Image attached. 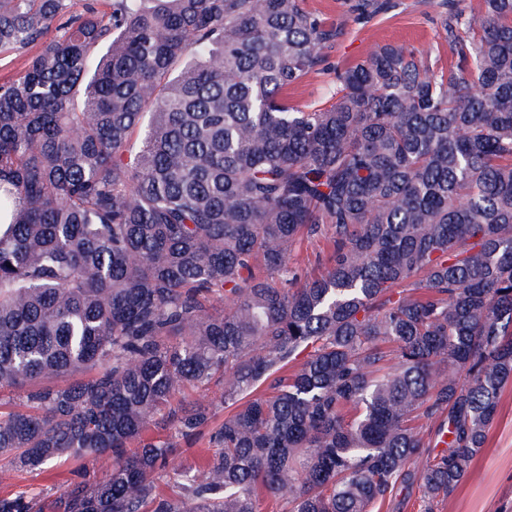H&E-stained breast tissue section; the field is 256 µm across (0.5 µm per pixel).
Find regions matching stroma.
<instances>
[{"instance_id":"1","label":"stroma","mask_w":512,"mask_h":512,"mask_svg":"<svg viewBox=\"0 0 512 512\" xmlns=\"http://www.w3.org/2000/svg\"><path fill=\"white\" fill-rule=\"evenodd\" d=\"M356 0H307L308 8L336 24L340 35L325 51V61L289 92L298 103L327 106L332 102L336 73L363 59L378 45L395 43L422 53H438L443 64L451 58L444 41L442 0H390L389 8L370 17L355 10ZM75 462L47 471L18 473L0 482V494L25 490L51 500L63 491ZM438 512H512V385L501 396L485 447L470 472Z\"/></svg>"}]
</instances>
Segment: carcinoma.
<instances>
[{
  "instance_id": "cac0c4a2",
  "label": "carcinoma",
  "mask_w": 512,
  "mask_h": 512,
  "mask_svg": "<svg viewBox=\"0 0 512 512\" xmlns=\"http://www.w3.org/2000/svg\"><path fill=\"white\" fill-rule=\"evenodd\" d=\"M68 2L0 0V54L40 44L0 81V479L106 456L51 512H436L512 382V0H444L456 64L384 44L325 107L288 96L340 34L305 0ZM321 243L315 241H303L300 243L291 256V262L298 266H308L309 270L316 268V255L320 252Z\"/></svg>"
}]
</instances>
